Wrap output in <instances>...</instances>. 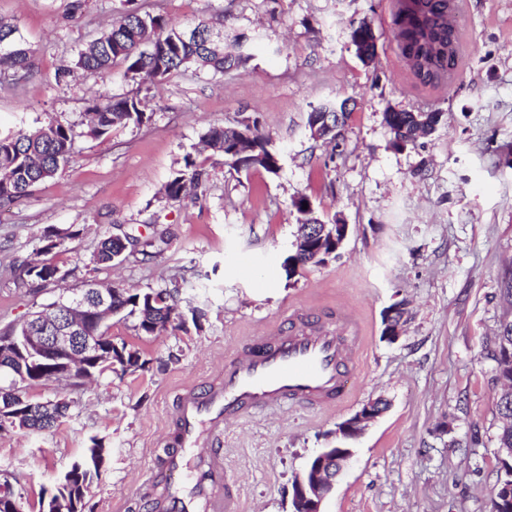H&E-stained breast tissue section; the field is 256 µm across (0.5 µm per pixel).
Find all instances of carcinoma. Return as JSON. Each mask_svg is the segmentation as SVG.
I'll use <instances>...</instances> for the list:
<instances>
[{
    "mask_svg": "<svg viewBox=\"0 0 512 512\" xmlns=\"http://www.w3.org/2000/svg\"><path fill=\"white\" fill-rule=\"evenodd\" d=\"M453 4L451 0H404L398 14L402 56L410 63L413 75L424 86H436L448 81V64L438 60L440 48L451 46L452 56H457L458 37L455 26L449 21ZM371 25L363 21L351 32L356 52H367L374 58L375 47ZM224 41V21H202L184 30L171 25L163 16L143 13L133 6L127 9L112 27L100 37L90 41L78 53L76 66L89 72L105 73L112 64L125 65V75L144 84L154 86L169 75L188 65L207 68L213 74L246 65L251 55L242 51V38L234 39V50L227 51ZM33 63L30 51L24 48L18 29L0 21V72H28ZM348 112L334 103H325L312 109L308 122H329L332 129L325 130L321 139L336 138V129L345 126ZM88 134L101 138L108 135L116 124L141 125L149 120L140 107L136 95L105 96L92 101L85 113ZM440 121L438 112L387 111L385 122L392 130L391 147L403 150L415 144L420 135L436 129ZM247 147L231 141L236 136L232 129L214 127L203 137L204 148L224 156V161L237 168H262L275 174L279 168L277 154L268 149L269 140L258 125H247ZM75 136L69 126L48 124L31 131L0 135V206L26 197L39 182L54 177L69 164L75 154ZM209 174L205 167L191 157L185 158L184 169L177 171L165 185V196L179 199L183 195L203 189ZM172 235L166 229H156L151 237L140 240L131 234L108 236L102 239L93 254L94 270L111 268L112 256L127 258V253H139L145 258L164 254ZM21 280H26L33 291L59 283L57 268L49 262H22L12 266ZM181 288L138 291L123 286L112 287V313L136 316V330L145 336H157L181 319L173 303L174 292ZM129 364L118 361L106 372L124 374L128 367H142L141 356L135 349L122 344ZM78 400L68 398L62 409L44 411L31 429L46 431L67 418Z\"/></svg>",
    "mask_w": 512,
    "mask_h": 512,
    "instance_id": "cac0c4a2",
    "label": "carcinoma"
}]
</instances>
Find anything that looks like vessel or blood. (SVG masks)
<instances>
[{
  "label": "vessel or blood",
  "mask_w": 512,
  "mask_h": 512,
  "mask_svg": "<svg viewBox=\"0 0 512 512\" xmlns=\"http://www.w3.org/2000/svg\"><path fill=\"white\" fill-rule=\"evenodd\" d=\"M341 330L315 326L292 311L287 329L262 336L256 348L226 361L223 370L176 396L164 476L186 485L161 493L159 512H240L224 465V433L232 421L286 406L323 408L345 403V377L362 345L363 325L342 314Z\"/></svg>",
  "instance_id": "b4317fda"
}]
</instances>
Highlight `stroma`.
Returning a JSON list of instances; mask_svg holds the SVG:
<instances>
[{"label": "stroma", "mask_w": 512, "mask_h": 512, "mask_svg": "<svg viewBox=\"0 0 512 512\" xmlns=\"http://www.w3.org/2000/svg\"><path fill=\"white\" fill-rule=\"evenodd\" d=\"M69 3L0 0V20L17 26L34 60L27 75L0 78V134L55 120L76 141L62 173L0 213V330L92 278L145 291L185 278L179 312L202 317L196 327L141 336L135 318L113 316L114 342L138 349L144 369L32 390L35 401L60 395L81 405L52 430L0 433V473L25 487L24 512H38L42 490L95 438L106 448L104 473L82 512H153L176 393L302 308L327 328L340 312L362 320L353 394L338 407H291L229 425L224 463L241 512H290L295 475L335 445L337 423L379 397L388 407L354 441L322 512H489L503 388L492 355L501 322L512 320V0H464L463 77L437 87L413 79L387 0H137L182 27L223 17L225 42L246 35L251 56L221 75L190 65L151 88L125 77L120 63L107 75L74 66L124 0H83L72 19ZM364 20L377 39L370 64L350 40ZM98 93L138 95L148 121L88 137L82 114ZM346 98L356 106L342 137L313 139L312 108ZM390 109L437 112L441 122L397 151L384 120ZM253 122L279 154L277 173L235 168L203 147L210 128ZM188 156L210 173L205 191L165 198ZM301 196L348 234L325 264L290 275L284 262L295 250ZM74 224L84 231L71 238ZM48 227L64 232L48 255L64 280L34 295L6 268L35 257ZM157 228L173 234L163 255L92 271L101 238H146ZM400 301L406 324L390 342L382 314Z\"/></svg>", "instance_id": "35a3bbf8"}]
</instances>
